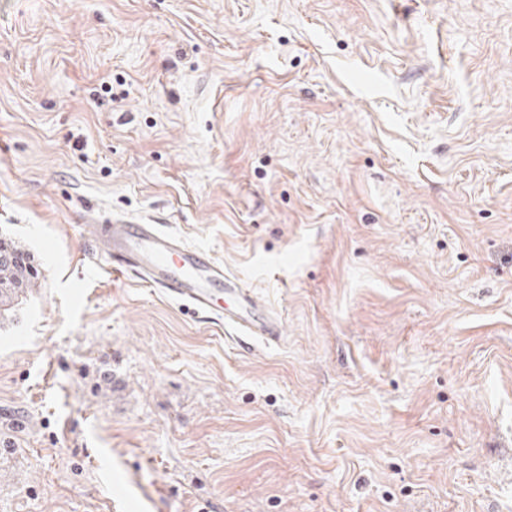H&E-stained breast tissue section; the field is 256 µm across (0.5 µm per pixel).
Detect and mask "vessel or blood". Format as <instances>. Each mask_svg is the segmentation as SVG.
<instances>
[{
    "mask_svg": "<svg viewBox=\"0 0 512 512\" xmlns=\"http://www.w3.org/2000/svg\"><path fill=\"white\" fill-rule=\"evenodd\" d=\"M105 269L112 276L137 272L175 302L221 319L234 333L273 340L281 322L253 287L225 272L210 252L186 243L160 225L87 215Z\"/></svg>",
    "mask_w": 512,
    "mask_h": 512,
    "instance_id": "vessel-or-blood-1",
    "label": "vessel or blood"
}]
</instances>
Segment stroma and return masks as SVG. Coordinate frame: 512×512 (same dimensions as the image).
<instances>
[{
  "label": "stroma",
  "mask_w": 512,
  "mask_h": 512,
  "mask_svg": "<svg viewBox=\"0 0 512 512\" xmlns=\"http://www.w3.org/2000/svg\"><path fill=\"white\" fill-rule=\"evenodd\" d=\"M208 248L274 341L79 215ZM0 512H512V0H0ZM81 228L92 233L104 269L112 277L135 271L140 279L162 288L175 302L224 321L242 337L273 340L281 334V322L253 287L225 272L224 264L210 252L186 243L158 224L136 220H112L85 214ZM25 250L15 242L0 241V297L39 287L38 276H33L24 261ZM25 262V261H24Z\"/></svg>",
  "instance_id": "stroma-1"
}]
</instances>
